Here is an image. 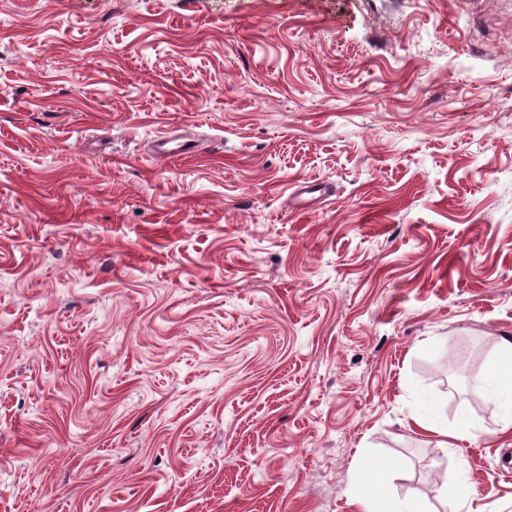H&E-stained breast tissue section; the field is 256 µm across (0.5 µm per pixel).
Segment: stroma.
<instances>
[{
    "label": "stroma",
    "instance_id": "stroma-1",
    "mask_svg": "<svg viewBox=\"0 0 512 512\" xmlns=\"http://www.w3.org/2000/svg\"><path fill=\"white\" fill-rule=\"evenodd\" d=\"M505 336L512 0H0V512H512ZM180 140L181 138L169 136L158 138L155 144L156 155L169 159L192 155L196 147L190 143V140ZM474 384L489 403L502 412L495 433H512V340L504 339L500 344L499 360L477 376ZM410 421V428L413 425L423 433L436 436V444L440 448H448L452 440L471 438L475 435L472 423L464 416L460 417L455 426L448 427V422H444L437 411L426 414L415 410L410 415ZM373 474V481L362 494L365 512H420L410 503H397L389 494L385 493L386 470L382 467L366 465Z\"/></svg>",
    "mask_w": 512,
    "mask_h": 512
}]
</instances>
